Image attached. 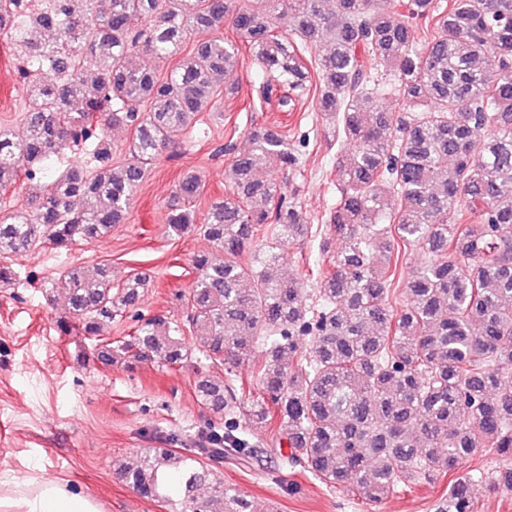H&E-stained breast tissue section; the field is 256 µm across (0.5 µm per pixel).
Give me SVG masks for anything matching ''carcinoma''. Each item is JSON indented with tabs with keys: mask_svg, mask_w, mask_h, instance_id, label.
I'll return each instance as SVG.
<instances>
[{
	"mask_svg": "<svg viewBox=\"0 0 512 512\" xmlns=\"http://www.w3.org/2000/svg\"><path fill=\"white\" fill-rule=\"evenodd\" d=\"M417 18L432 24L423 40ZM2 34L19 47L27 102L23 138L0 126V194L40 186L0 213L1 258L68 250L125 223L148 168L234 94L246 55L280 107L312 99L353 145L336 154L320 239L326 253L336 237L344 248L311 293L279 264V249L312 232L289 191L304 177L302 153L266 125L247 129L249 147L233 153L202 222L197 174L167 206L171 235L208 243L191 257L184 321L141 313L143 272L117 284L106 264L71 266L43 282L64 295L61 330L96 339L106 365L174 366L195 352L224 366L225 377L194 382L224 427L186 453L168 435L170 447L144 448L120 470L123 481L165 501L178 487L174 512H253L218 464L265 454L249 439L261 424L272 446L289 448L283 462L370 504L460 469L480 448L495 466L452 480L437 512H475L483 481L512 492V0H0ZM389 96L402 111L382 105ZM118 131L130 136L115 165ZM74 147L91 163L48 175L51 157ZM410 247L422 261L396 308L391 285ZM122 317L132 333L101 338ZM259 347L256 388L244 394L235 369Z\"/></svg>",
	"mask_w": 512,
	"mask_h": 512,
	"instance_id": "carcinoma-1",
	"label": "carcinoma"
}]
</instances>
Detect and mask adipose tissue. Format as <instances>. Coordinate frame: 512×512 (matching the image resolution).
Here are the masks:
<instances>
[{
  "label": "adipose tissue",
  "instance_id": "obj_1",
  "mask_svg": "<svg viewBox=\"0 0 512 512\" xmlns=\"http://www.w3.org/2000/svg\"><path fill=\"white\" fill-rule=\"evenodd\" d=\"M1 488L6 492V503L16 512H99L92 498L56 480H13Z\"/></svg>",
  "mask_w": 512,
  "mask_h": 512
}]
</instances>
